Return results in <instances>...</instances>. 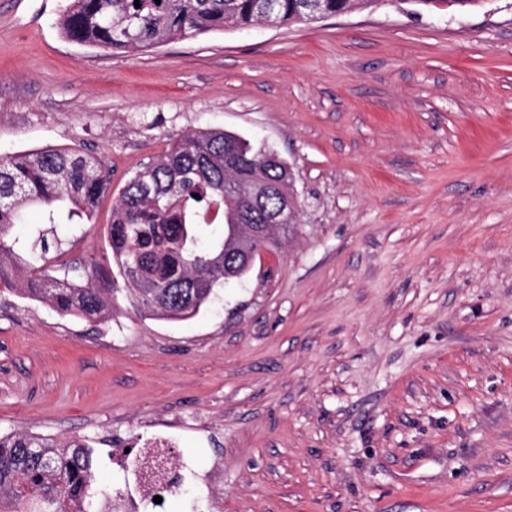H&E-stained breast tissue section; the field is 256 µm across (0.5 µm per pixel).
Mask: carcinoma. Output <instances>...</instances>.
Segmentation results:
<instances>
[{
	"label": "carcinoma",
	"instance_id": "carcinoma-1",
	"mask_svg": "<svg viewBox=\"0 0 512 512\" xmlns=\"http://www.w3.org/2000/svg\"><path fill=\"white\" fill-rule=\"evenodd\" d=\"M302 0H72L59 19L61 34L82 46L126 52L149 51L174 40L265 20L274 25L310 24ZM329 17L377 0H321ZM140 7H135V4ZM263 181L266 192L240 209L241 186ZM112 184V171L91 154L69 149L0 157V286L24 299L48 304L63 316L104 319L111 310L98 288L104 271L76 263L55 264L54 245L38 231L31 259L16 252L10 228L23 210L38 204L46 224L90 218ZM288 163L221 129H201L168 144L154 162L130 178L112 205L107 243L129 285L127 299L139 313L160 319L195 316L224 287L248 273L244 253L273 252L290 233L276 226L264 242L249 237L251 224H265L290 190ZM213 231L202 239V227ZM159 271L161 300L144 298L130 268ZM94 450L81 441L60 446L36 433H0V512H91L100 491L93 486Z\"/></svg>",
	"mask_w": 512,
	"mask_h": 512
}]
</instances>
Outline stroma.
<instances>
[{
    "mask_svg": "<svg viewBox=\"0 0 512 512\" xmlns=\"http://www.w3.org/2000/svg\"><path fill=\"white\" fill-rule=\"evenodd\" d=\"M68 0H0V156L72 148L112 171L60 261L108 263L125 183L218 128L292 168L294 237L193 319L61 316L0 293V432L97 445L119 489L161 415L196 483L161 512H512V0L111 54L65 39ZM208 431H198V422Z\"/></svg>",
    "mask_w": 512,
    "mask_h": 512,
    "instance_id": "obj_1",
    "label": "stroma"
}]
</instances>
